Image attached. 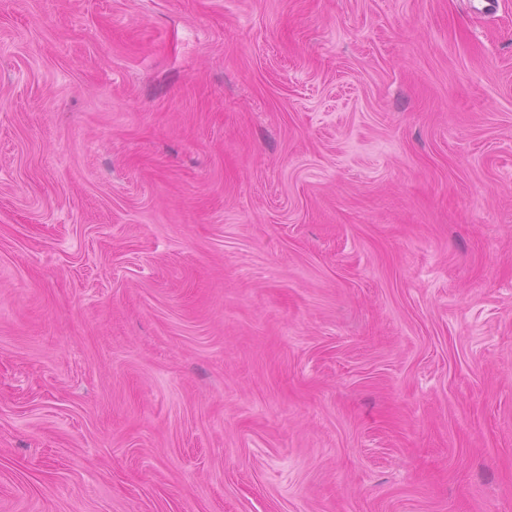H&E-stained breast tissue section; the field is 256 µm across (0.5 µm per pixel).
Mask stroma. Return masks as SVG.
<instances>
[{"label":"stroma","instance_id":"stroma-1","mask_svg":"<svg viewBox=\"0 0 512 512\" xmlns=\"http://www.w3.org/2000/svg\"><path fill=\"white\" fill-rule=\"evenodd\" d=\"M0 512H512V0H0Z\"/></svg>","mask_w":512,"mask_h":512}]
</instances>
